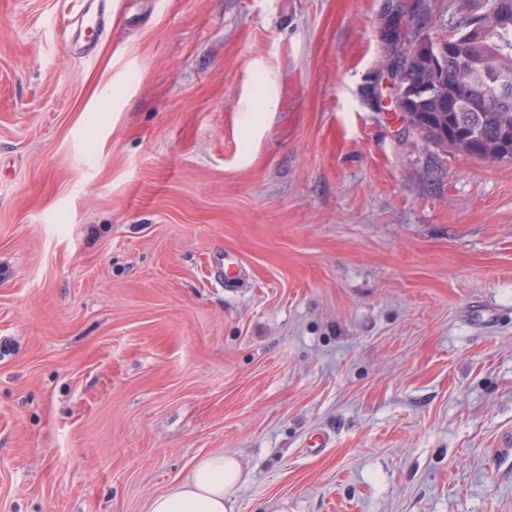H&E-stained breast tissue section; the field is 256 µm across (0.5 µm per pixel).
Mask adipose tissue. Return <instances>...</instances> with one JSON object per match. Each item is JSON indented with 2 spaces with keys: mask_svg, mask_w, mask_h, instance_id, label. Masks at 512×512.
Segmentation results:
<instances>
[{
  "mask_svg": "<svg viewBox=\"0 0 512 512\" xmlns=\"http://www.w3.org/2000/svg\"><path fill=\"white\" fill-rule=\"evenodd\" d=\"M241 478L235 455L207 453L195 459L183 480L152 498L148 512H233L232 494Z\"/></svg>",
  "mask_w": 512,
  "mask_h": 512,
  "instance_id": "1",
  "label": "adipose tissue"
}]
</instances>
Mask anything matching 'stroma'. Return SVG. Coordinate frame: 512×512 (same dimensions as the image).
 <instances>
[{"mask_svg":"<svg viewBox=\"0 0 512 512\" xmlns=\"http://www.w3.org/2000/svg\"><path fill=\"white\" fill-rule=\"evenodd\" d=\"M0 0V512H512V163L408 127L394 9ZM239 266L219 276L214 259ZM111 2L112 0L77 1L78 10L75 15L77 25L76 45L78 52L85 57L93 55L99 40L106 34L111 16ZM86 31L89 38L85 35ZM242 478V464L222 450L195 459L188 475L155 496L147 512H233L232 494Z\"/></svg>","mask_w":512,"mask_h":512,"instance_id":"stroma-1","label":"stroma"}]
</instances>
